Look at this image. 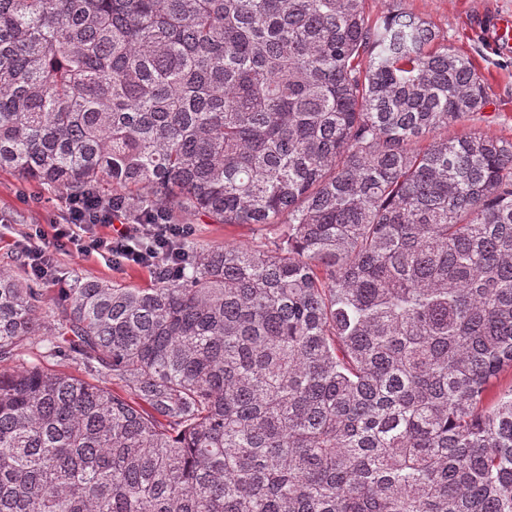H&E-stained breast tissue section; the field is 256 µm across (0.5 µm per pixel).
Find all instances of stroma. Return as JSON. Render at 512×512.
I'll use <instances>...</instances> for the list:
<instances>
[{
    "label": "stroma",
    "instance_id": "obj_1",
    "mask_svg": "<svg viewBox=\"0 0 512 512\" xmlns=\"http://www.w3.org/2000/svg\"><path fill=\"white\" fill-rule=\"evenodd\" d=\"M373 13L387 14L404 9L433 25L449 46L466 54L482 75L490 103L478 122L449 126L448 133L462 136L478 126L488 133L512 139V41L501 39L497 23L512 18V0H370ZM0 214L10 221L0 223V268L10 266L32 227L48 228L65 223L68 201L45 186L28 181L10 170H0ZM194 238L204 242H223L248 248L260 237L250 225L208 224L189 218ZM55 265L64 279L74 276L96 277L115 284L145 287L153 282L150 272L134 263L115 269L104 261L58 252Z\"/></svg>",
    "mask_w": 512,
    "mask_h": 512
}]
</instances>
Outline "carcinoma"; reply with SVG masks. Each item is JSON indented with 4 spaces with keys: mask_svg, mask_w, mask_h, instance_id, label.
Masks as SVG:
<instances>
[{
    "mask_svg": "<svg viewBox=\"0 0 512 512\" xmlns=\"http://www.w3.org/2000/svg\"><path fill=\"white\" fill-rule=\"evenodd\" d=\"M488 104L367 0H0L1 169L269 230L0 269V512H512V139L439 135Z\"/></svg>",
    "mask_w": 512,
    "mask_h": 512,
    "instance_id": "obj_1",
    "label": "carcinoma"
}]
</instances>
